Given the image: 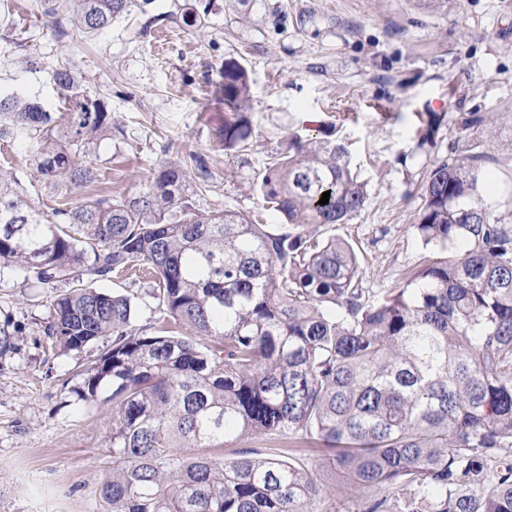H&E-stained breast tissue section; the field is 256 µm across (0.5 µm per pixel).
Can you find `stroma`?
I'll use <instances>...</instances> for the list:
<instances>
[{"label": "stroma", "instance_id": "35a3bbf8", "mask_svg": "<svg viewBox=\"0 0 512 512\" xmlns=\"http://www.w3.org/2000/svg\"><path fill=\"white\" fill-rule=\"evenodd\" d=\"M191 15L196 25L186 24ZM230 56L249 75L252 133L228 151L213 92ZM62 64L80 72L83 90L120 128L97 147L100 181L83 189L88 198L135 192L159 163L196 153L210 172L195 197L199 209L248 211L275 229L281 220L252 190L254 175L287 151L290 137L343 140L369 197L330 233L363 255L364 285L376 295L419 259L421 182L461 135L454 113H497L496 161L485 167L496 191L485 201H512V0H154L102 33L71 27L63 36L42 0H8L0 9V89L63 111L51 80ZM430 113L445 119L423 146L418 128ZM0 164L26 200L52 208L49 188L30 183L35 157L25 144L0 143ZM98 286L137 296L138 325L156 324L148 279L110 277ZM54 296L19 267L0 269V330L11 342L0 351V512L108 510L101 486L112 468V423L71 392L103 346L69 354L52 346L45 327ZM242 447L293 449L331 486L316 512H354L341 474L310 440L249 438L210 454L230 459Z\"/></svg>", "mask_w": 512, "mask_h": 512}]
</instances>
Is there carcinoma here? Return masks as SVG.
Instances as JSON below:
<instances>
[{
  "instance_id": "cac0c4a2",
  "label": "carcinoma",
  "mask_w": 512,
  "mask_h": 512,
  "mask_svg": "<svg viewBox=\"0 0 512 512\" xmlns=\"http://www.w3.org/2000/svg\"><path fill=\"white\" fill-rule=\"evenodd\" d=\"M70 24L97 33L148 0H65ZM67 112L0 93V140L35 144L33 179L59 198L47 215L0 168V266H18L52 302L46 335L64 352L112 339L83 372L78 400L112 422L110 512H315L328 494L305 467L245 448L233 459L185 448L266 436L314 437L332 452L358 512H512V220L485 203L495 160L471 134L495 114L457 112L466 133L422 186L413 225L424 260L372 297L354 248L304 228L346 224L368 200L341 143L293 138L253 188L278 212L201 211L185 163H161L131 194L74 198L99 180L98 144L118 130L52 72ZM224 149L251 132L248 74L224 60L217 87ZM329 202L318 204L324 192ZM141 268L163 314L93 283ZM182 324L191 336H177Z\"/></svg>"
}]
</instances>
